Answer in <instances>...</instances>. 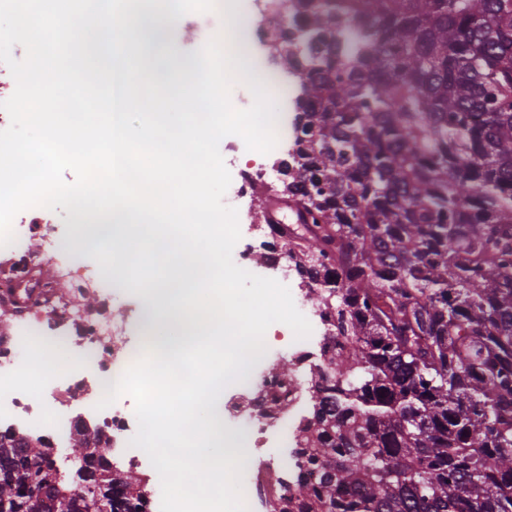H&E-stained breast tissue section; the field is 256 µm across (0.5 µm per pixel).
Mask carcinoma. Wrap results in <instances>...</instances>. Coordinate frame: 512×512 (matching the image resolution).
I'll list each match as a JSON object with an SVG mask.
<instances>
[{
    "instance_id": "cac0c4a2",
    "label": "carcinoma",
    "mask_w": 512,
    "mask_h": 512,
    "mask_svg": "<svg viewBox=\"0 0 512 512\" xmlns=\"http://www.w3.org/2000/svg\"><path fill=\"white\" fill-rule=\"evenodd\" d=\"M297 157L275 224L339 348L280 512H512V0H294ZM156 78L166 34L152 29ZM74 476L0 432V512H144L97 430ZM95 465L112 491L71 487Z\"/></svg>"
}]
</instances>
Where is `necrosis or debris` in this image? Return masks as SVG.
Listing matches in <instances>:
<instances>
[{
    "mask_svg": "<svg viewBox=\"0 0 512 512\" xmlns=\"http://www.w3.org/2000/svg\"><path fill=\"white\" fill-rule=\"evenodd\" d=\"M13 225L27 227L45 240L47 248L37 252L16 244L0 248V300L19 302L13 321L0 326V427L48 439L71 404L96 399L101 389L111 387L124 373L130 360V322L144 320L146 312L139 307L129 316L114 314L115 282L99 279L90 270L91 255L97 250L94 237H86L79 247L72 235L46 222L28 221L22 213ZM45 262L69 281L74 296L94 295L96 305L88 310L73 300H54L50 285L35 278L37 267ZM308 316L319 334L292 343L288 356L298 370L336 344L322 311L310 309ZM20 348L30 356L24 366L17 363ZM52 351L63 352L64 364L43 368L42 356ZM273 384L271 371L247 373L246 396L225 406L239 420L237 440L253 455L261 451L268 434L278 433L284 440L290 436L288 413L269 409ZM34 388L39 389V398L31 397ZM95 425L109 439L112 456L121 461L123 470L142 468L145 453L130 444L138 429L132 409L116 404L99 410ZM293 465V458L285 456L245 466V484L262 501L275 503L296 491L294 485L276 481L278 472Z\"/></svg>",
    "mask_w": 512,
    "mask_h": 512,
    "instance_id": "4bbe7bcc",
    "label": "necrosis or debris"
}]
</instances>
